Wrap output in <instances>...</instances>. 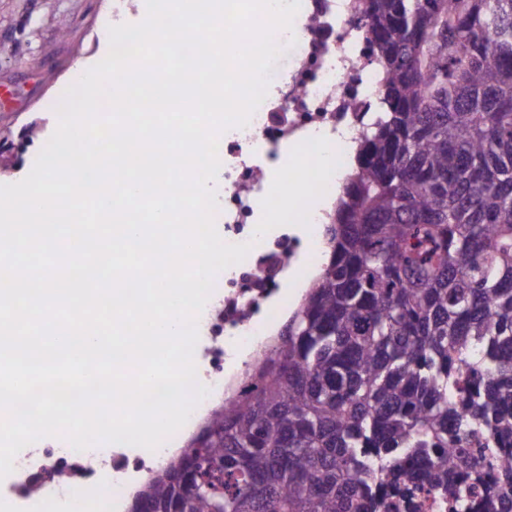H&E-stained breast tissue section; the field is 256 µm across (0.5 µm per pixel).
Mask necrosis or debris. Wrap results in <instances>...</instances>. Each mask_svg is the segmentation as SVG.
Wrapping results in <instances>:
<instances>
[{"label":"necrosis or debris","instance_id":"4bbe7bcc","mask_svg":"<svg viewBox=\"0 0 512 512\" xmlns=\"http://www.w3.org/2000/svg\"><path fill=\"white\" fill-rule=\"evenodd\" d=\"M364 0H302L291 30L275 38L294 48V62L248 124L224 133V183L217 189L216 217L225 224L230 244L255 242L262 263L235 264L217 274L214 289L197 318L202 343L196 377L209 393L192 411L186 426L198 425L212 400L239 387L247 369L262 352L288 305L275 282L293 266V287L312 270L296 241L269 244L255 239L262 199L273 172L289 159L297 144L327 138L340 157L334 180L351 172V153L365 124L380 109L378 88L383 74L373 56L363 12ZM262 151L266 170H253L247 159ZM171 449L151 452L125 445L98 443L75 450L65 439L36 441L14 461L12 481L0 490V512H103L129 494L133 476H147Z\"/></svg>","mask_w":512,"mask_h":512}]
</instances>
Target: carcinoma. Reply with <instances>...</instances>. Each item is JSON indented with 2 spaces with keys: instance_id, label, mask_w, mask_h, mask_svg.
Wrapping results in <instances>:
<instances>
[{
  "instance_id": "carcinoma-1",
  "label": "carcinoma",
  "mask_w": 512,
  "mask_h": 512,
  "mask_svg": "<svg viewBox=\"0 0 512 512\" xmlns=\"http://www.w3.org/2000/svg\"><path fill=\"white\" fill-rule=\"evenodd\" d=\"M383 112L329 257L134 512H387L414 481L512 512V0H368Z\"/></svg>"
}]
</instances>
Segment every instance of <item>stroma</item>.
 <instances>
[{"mask_svg":"<svg viewBox=\"0 0 512 512\" xmlns=\"http://www.w3.org/2000/svg\"><path fill=\"white\" fill-rule=\"evenodd\" d=\"M110 0H0V184L31 171L58 124L51 99L109 52Z\"/></svg>","mask_w":512,"mask_h":512,"instance_id":"1","label":"stroma"}]
</instances>
